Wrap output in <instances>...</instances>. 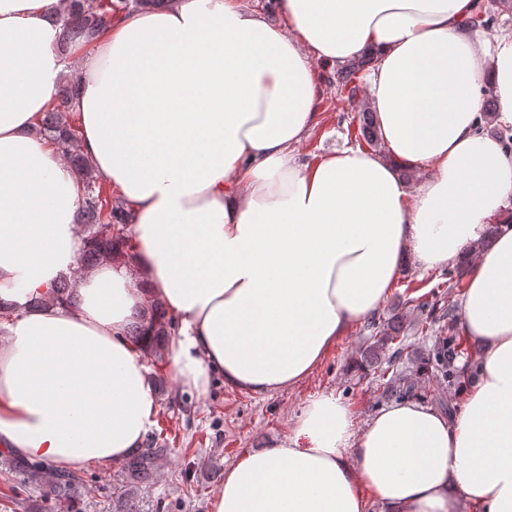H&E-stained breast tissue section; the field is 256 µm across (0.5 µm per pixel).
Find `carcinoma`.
Here are the masks:
<instances>
[{"label": "carcinoma", "mask_w": 512, "mask_h": 512, "mask_svg": "<svg viewBox=\"0 0 512 512\" xmlns=\"http://www.w3.org/2000/svg\"><path fill=\"white\" fill-rule=\"evenodd\" d=\"M69 6L62 16L69 40L72 43L84 42L96 31L112 26V23L124 13L139 9L153 8L161 0H67ZM495 21V11L486 5L478 4L475 14L465 22L468 28L488 27ZM375 59L361 56L343 64L336 70V85L347 92V101L352 108H360V126L358 137L369 146L379 143L378 121L376 114L362 108L360 98L361 74L374 67ZM75 94V85L64 82L57 94L58 105L43 113L39 122V132L66 145L68 160L80 174L83 182V200L79 211L80 231L84 247L78 258L77 272H85L102 261L120 260L125 257L123 247L126 244V215L119 203L112 202V196L100 183L99 176L92 164L84 157L80 149L76 127L69 123L68 103ZM445 297L433 296L432 299L418 300V304L427 308L426 324L420 333H428L429 327L439 323L441 331L448 335L434 337L427 362L440 372L448 381V386L458 387L461 375L455 366L456 331L458 318L455 306L443 305ZM408 319L407 312L398 310L388 318L375 313L370 316L365 328L371 331L372 343L369 346L376 359L378 381L381 395L398 397L415 392V384L407 376L396 372L404 352L410 348L404 329ZM149 321L154 326L153 338L148 356L151 364L165 361L164 343L171 335L172 320L162 307L149 308ZM170 453L168 448H137L120 464L121 472L135 483H149L157 473L160 460ZM9 470L18 474L23 483L34 486L38 495L28 498V512H43L49 505L75 506L86 490L85 476L57 470L48 465L25 458H14L8 463Z\"/></svg>", "instance_id": "1"}]
</instances>
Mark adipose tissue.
Here are the masks:
<instances>
[{
	"label": "adipose tissue",
	"instance_id": "obj_1",
	"mask_svg": "<svg viewBox=\"0 0 512 512\" xmlns=\"http://www.w3.org/2000/svg\"><path fill=\"white\" fill-rule=\"evenodd\" d=\"M163 0L61 50L66 0H0V448L60 468L138 448L158 405L129 328L162 303L179 386L211 374L265 395L296 386L376 310L405 258L469 254L467 337L485 344L455 418L413 400L355 430L334 394L224 471L210 512H512V152L476 132L481 90L512 126V35L463 34L477 0ZM372 54L384 154L294 150L317 114L313 63ZM82 151L128 213L126 259L76 279L78 303L30 308L84 246L83 187L38 131L57 89ZM421 177L409 189L399 167Z\"/></svg>",
	"mask_w": 512,
	"mask_h": 512
}]
</instances>
